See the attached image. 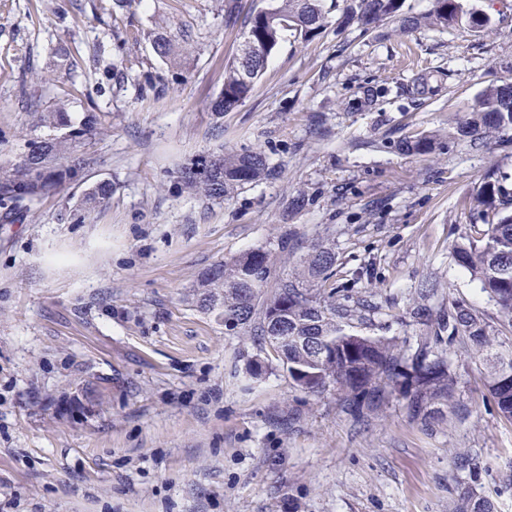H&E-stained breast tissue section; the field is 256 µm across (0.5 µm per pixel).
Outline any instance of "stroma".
I'll list each match as a JSON object with an SVG mask.
<instances>
[{
    "label": "stroma",
    "instance_id": "35a3bbf8",
    "mask_svg": "<svg viewBox=\"0 0 512 512\" xmlns=\"http://www.w3.org/2000/svg\"><path fill=\"white\" fill-rule=\"evenodd\" d=\"M461 3L489 26L410 29L435 0H403L368 30L287 37L218 117L259 0H0V164L49 135L37 117L57 101L110 123L78 177L0 223V512H452L457 451L512 512V419L464 348L445 351L453 413L413 419L392 398L357 421L291 389L277 361L247 382L258 340L196 305L224 259L264 248L284 279L323 242L365 335L412 348L417 310L452 299L495 322L451 246L487 170L512 174V130L484 148L448 135L512 67V0ZM161 28L187 34L181 63L154 52ZM425 135L433 151L399 150ZM220 151L276 173L223 201L184 193L179 169ZM99 180L111 198L77 217Z\"/></svg>",
    "mask_w": 512,
    "mask_h": 512
}]
</instances>
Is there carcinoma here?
<instances>
[{
    "label": "carcinoma",
    "instance_id": "obj_1",
    "mask_svg": "<svg viewBox=\"0 0 512 512\" xmlns=\"http://www.w3.org/2000/svg\"><path fill=\"white\" fill-rule=\"evenodd\" d=\"M401 0H350L348 20L369 28L395 16ZM265 18L253 13L245 22L239 46L261 42L275 51L289 35L307 40L328 25L334 5L327 0H268ZM469 17L472 27L485 19L467 15L459 0H435L426 24L446 29ZM160 57L176 62L182 57L179 37L160 33L153 39ZM267 59H249L236 53L225 69L224 90L213 104L219 114L232 110L251 91ZM40 123L57 131L51 138L31 142L24 158L0 166V217L18 220L24 215L21 196L40 198L56 194L74 179L86 159L84 140L107 130L105 115L87 112L73 123L64 102L40 115ZM512 130V80L491 87L478 106L454 127L452 136L475 143L493 133ZM407 152L425 154L433 141L416 137L401 142ZM275 174L259 153L224 156L207 154L180 171L183 189L194 196L223 200L237 189ZM112 196V182L87 186L79 210L88 213ZM473 234L454 243L455 263L476 282L496 311L498 322L512 329V184L497 169L488 171L473 195L470 223ZM272 255L250 250L204 271L198 279L199 307L224 322L227 330H247L276 354L290 386L306 394L335 395L347 413L358 419L364 410L390 396H399L416 416L433 418L452 408L456 374L439 352L458 342L469 346L484 365L488 391L500 412L512 419V349H500L486 319L462 301L448 303V311L430 325L409 353L395 340L365 336L356 330L352 311L336 303V288L322 285L335 276L336 253L316 244L304 255L300 271L288 279H272ZM457 470L468 478L457 482L453 512H494L491 500L470 481L479 469L469 455L453 457Z\"/></svg>",
    "mask_w": 512,
    "mask_h": 512
}]
</instances>
